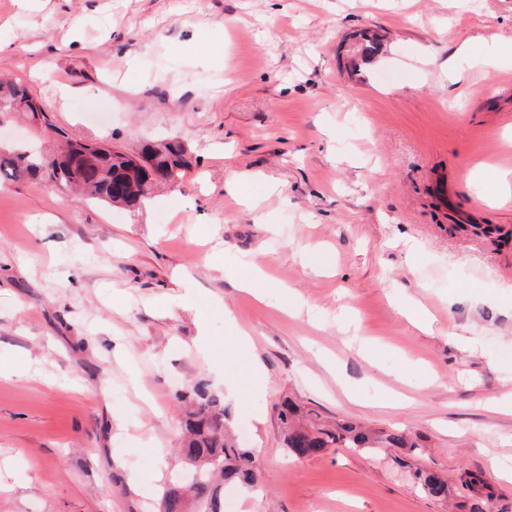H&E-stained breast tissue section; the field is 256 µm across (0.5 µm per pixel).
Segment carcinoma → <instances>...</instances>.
Returning a JSON list of instances; mask_svg holds the SVG:
<instances>
[{
  "label": "carcinoma",
  "instance_id": "obj_1",
  "mask_svg": "<svg viewBox=\"0 0 512 512\" xmlns=\"http://www.w3.org/2000/svg\"><path fill=\"white\" fill-rule=\"evenodd\" d=\"M0 112H29L35 119L44 115L29 89L18 82H0ZM67 143L62 154L49 157L26 151L0 154V174L18 178L50 172L58 185L79 195L134 207L151 190L156 175L175 184L189 166L187 150L176 139L157 148L146 144L135 156L96 145L84 159L74 154L75 140L69 138ZM178 398L189 403L176 448L188 478L163 484L158 512H224V484L235 483L250 492L258 481L256 459L250 449L238 444L224 400L205 381H198L190 393H180ZM277 418L288 455L296 459L316 456L336 445L356 450L406 448L414 452L418 448L413 437L398 428L371 431L343 419L327 424L313 410L302 420L299 405L291 399L280 403ZM416 484L437 499L448 494L447 482L428 470L416 473Z\"/></svg>",
  "mask_w": 512,
  "mask_h": 512
}]
</instances>
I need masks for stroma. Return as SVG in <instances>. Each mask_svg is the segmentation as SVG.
<instances>
[{
  "label": "stroma",
  "mask_w": 512,
  "mask_h": 512,
  "mask_svg": "<svg viewBox=\"0 0 512 512\" xmlns=\"http://www.w3.org/2000/svg\"><path fill=\"white\" fill-rule=\"evenodd\" d=\"M507 51L512 0H0V78L48 116L0 114V148L191 157L148 208L0 176V512H156L201 379L263 476L224 512H480L471 473L512 512ZM288 397L422 453L293 459ZM415 477L417 486L425 494L437 499H443L447 496V482L438 475L421 469L416 473Z\"/></svg>",
  "instance_id": "1"
}]
</instances>
